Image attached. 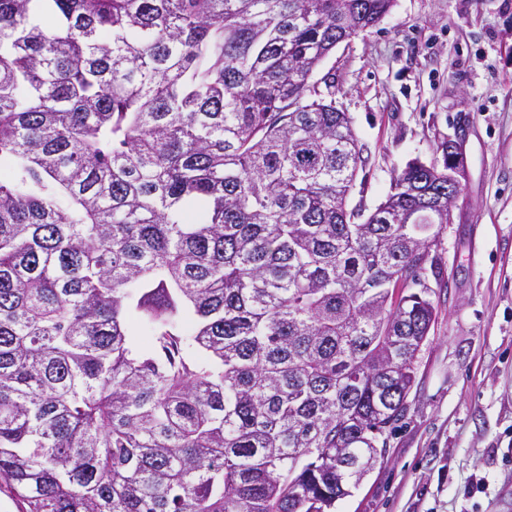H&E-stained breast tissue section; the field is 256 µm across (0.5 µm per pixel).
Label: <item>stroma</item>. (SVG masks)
Returning a JSON list of instances; mask_svg holds the SVG:
<instances>
[{
  "instance_id": "35a3bbf8",
  "label": "stroma",
  "mask_w": 512,
  "mask_h": 512,
  "mask_svg": "<svg viewBox=\"0 0 512 512\" xmlns=\"http://www.w3.org/2000/svg\"><path fill=\"white\" fill-rule=\"evenodd\" d=\"M312 84L368 148L348 196L366 214L466 130L435 265L396 288L435 308L404 416L335 512H512V0H394Z\"/></svg>"
}]
</instances>
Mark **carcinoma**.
<instances>
[{
	"instance_id": "cac0c4a2",
	"label": "carcinoma",
	"mask_w": 512,
	"mask_h": 512,
	"mask_svg": "<svg viewBox=\"0 0 512 512\" xmlns=\"http://www.w3.org/2000/svg\"><path fill=\"white\" fill-rule=\"evenodd\" d=\"M393 0H0V480L21 512H332L434 306L448 165L367 217L311 78ZM364 218L361 223L358 218Z\"/></svg>"
}]
</instances>
